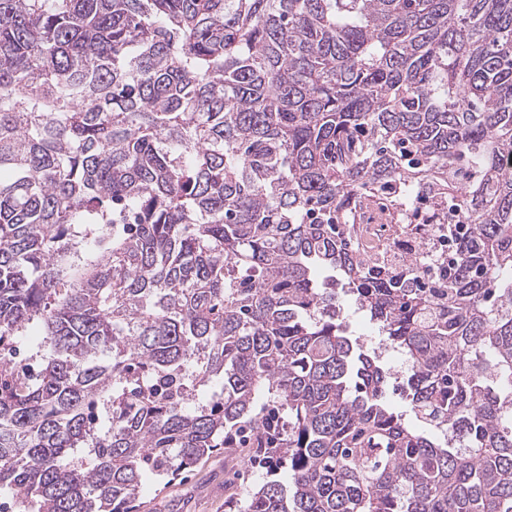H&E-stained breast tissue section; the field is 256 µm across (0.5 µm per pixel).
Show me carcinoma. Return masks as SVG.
<instances>
[{
    "label": "carcinoma",
    "instance_id": "cac0c4a2",
    "mask_svg": "<svg viewBox=\"0 0 512 512\" xmlns=\"http://www.w3.org/2000/svg\"><path fill=\"white\" fill-rule=\"evenodd\" d=\"M443 227L362 256L353 211ZM512 0H0V494L512 512ZM412 360L415 422L334 289ZM285 469L271 476L253 448H223L176 477L155 479L138 493L140 512H228L266 480H285Z\"/></svg>",
    "mask_w": 512,
    "mask_h": 512
}]
</instances>
